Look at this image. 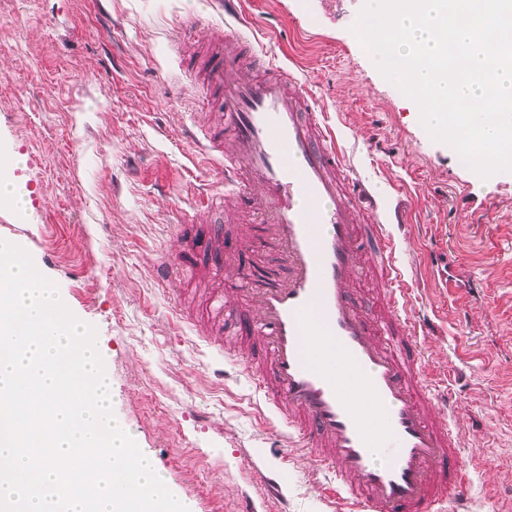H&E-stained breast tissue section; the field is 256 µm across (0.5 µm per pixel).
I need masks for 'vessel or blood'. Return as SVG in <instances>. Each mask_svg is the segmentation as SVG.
Instances as JSON below:
<instances>
[{
    "instance_id": "obj_1",
    "label": "vessel or blood",
    "mask_w": 512,
    "mask_h": 512,
    "mask_svg": "<svg viewBox=\"0 0 512 512\" xmlns=\"http://www.w3.org/2000/svg\"><path fill=\"white\" fill-rule=\"evenodd\" d=\"M238 45L210 41L182 66L199 76L218 108L194 144L218 164L225 202L247 210L262 235L250 244L262 266L238 274L233 295L214 289L197 330L223 343L225 328L260 349L252 379L294 446L312 449L336 512H435L468 500L450 393L432 394L419 325L394 237L374 195L356 185L336 133L308 102L301 79L266 62L240 71ZM221 278L224 229L180 248L157 268L180 285L196 253ZM377 272L379 285L362 277Z\"/></svg>"
}]
</instances>
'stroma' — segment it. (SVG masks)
Here are the masks:
<instances>
[{
    "label": "stroma",
    "mask_w": 512,
    "mask_h": 512,
    "mask_svg": "<svg viewBox=\"0 0 512 512\" xmlns=\"http://www.w3.org/2000/svg\"><path fill=\"white\" fill-rule=\"evenodd\" d=\"M241 38L292 64L371 184L407 273L408 316L433 321L423 365L452 389L474 512H512V173L481 179L434 141L417 105L351 28L364 0H243ZM209 0H0V141L24 156V223L0 237L48 253L41 273L97 329L115 417L192 512H331L313 452L253 394L246 347L214 350L197 279L175 294L154 267L224 217V262L248 267L258 227L211 202L224 175L188 136L212 99L179 65L210 38ZM455 280V287L444 284Z\"/></svg>",
    "instance_id": "1"
}]
</instances>
